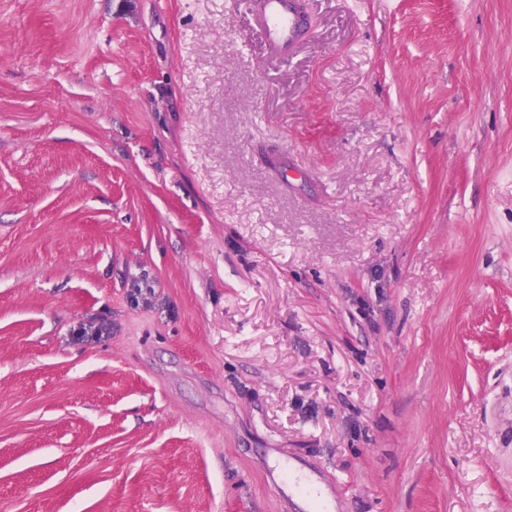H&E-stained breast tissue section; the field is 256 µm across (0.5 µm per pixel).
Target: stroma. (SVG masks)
Here are the masks:
<instances>
[{"instance_id":"stroma-1","label":"stroma","mask_w":512,"mask_h":512,"mask_svg":"<svg viewBox=\"0 0 512 512\" xmlns=\"http://www.w3.org/2000/svg\"><path fill=\"white\" fill-rule=\"evenodd\" d=\"M302 7L0 0V512H512V0ZM250 0L249 9L265 37L270 55L286 57L293 54L304 38L305 19L296 10V0Z\"/></svg>"}]
</instances>
